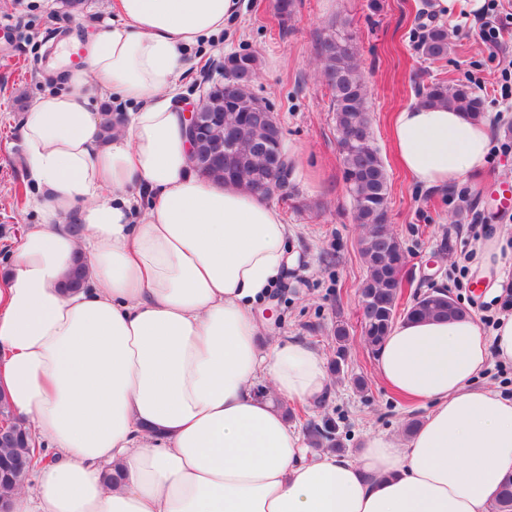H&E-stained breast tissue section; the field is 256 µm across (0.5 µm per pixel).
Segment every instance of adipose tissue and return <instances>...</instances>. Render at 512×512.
<instances>
[{
    "label": "adipose tissue",
    "instance_id": "ef3b65f1",
    "mask_svg": "<svg viewBox=\"0 0 512 512\" xmlns=\"http://www.w3.org/2000/svg\"><path fill=\"white\" fill-rule=\"evenodd\" d=\"M110 8L23 125L41 221L0 275V396L52 460L6 512H490L512 475V399L477 381L490 353L512 361V314L489 335L470 313L397 322L377 370L428 404L423 422L404 441L366 435L355 457H308L277 401L322 400L325 359L301 339L262 345L255 315L292 228L193 170L178 99L186 54L240 0ZM108 97L131 106L115 135L100 127ZM392 143L428 188L481 173L491 152L485 120L442 105L396 112ZM77 258L86 281L68 292ZM260 378L274 397L253 394Z\"/></svg>",
    "mask_w": 512,
    "mask_h": 512
}]
</instances>
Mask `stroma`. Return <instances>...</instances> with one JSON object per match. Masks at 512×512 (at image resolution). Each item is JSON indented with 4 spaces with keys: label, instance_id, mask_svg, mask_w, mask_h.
<instances>
[{
    "label": "stroma",
    "instance_id": "35a3bbf8",
    "mask_svg": "<svg viewBox=\"0 0 512 512\" xmlns=\"http://www.w3.org/2000/svg\"><path fill=\"white\" fill-rule=\"evenodd\" d=\"M242 15L224 34L191 50L178 81L179 98L196 102L219 75L225 55L253 52L259 58L255 92L272 106L284 142L296 150L286 196L269 203L294 229L288 241L289 266L257 311L264 340L295 336L325 359L334 354L336 326L348 332L343 376L332 381L322 403L296 406L293 423L332 418L346 452L360 451L366 433L402 438L407 422L421 420L424 408L391 392L377 372V354L361 338L357 289L365 276L359 230L343 181L331 96L316 57V40L331 26H343L360 46V69L368 88L375 142L388 178L390 223L407 255L403 296L447 288L458 303L478 313L492 301L476 292L481 247L512 225V213L497 212L494 186L512 182V99L500 94L499 62L512 60V27L491 47L478 34L480 12L469 0H455L448 14L429 10V0H296L281 22L276 0H243ZM112 21L107 0H5L0 7V271L25 225L40 214L30 201L15 199L27 185L21 126L28 108L52 85L50 66L59 42L77 43ZM447 25L452 48L442 61L417 49L426 28ZM477 87L490 123L491 159L477 177L448 188L424 187L397 164L391 143L395 112L416 104L417 91L433 79ZM364 379L358 388L356 379Z\"/></svg>",
    "mask_w": 512,
    "mask_h": 512
}]
</instances>
